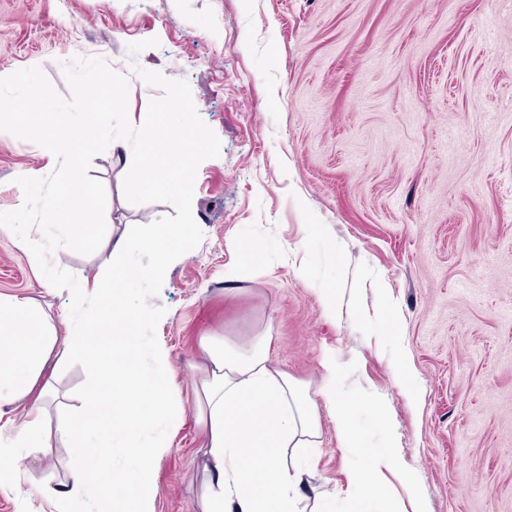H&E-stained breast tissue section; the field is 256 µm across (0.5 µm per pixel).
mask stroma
Here are the masks:
<instances>
[{
	"mask_svg": "<svg viewBox=\"0 0 512 512\" xmlns=\"http://www.w3.org/2000/svg\"><path fill=\"white\" fill-rule=\"evenodd\" d=\"M152 37L139 64L188 80L222 143L195 180L203 240L152 300L167 309L157 335L182 406L154 464L153 512H198L200 336L265 330L320 414L303 493L332 492L344 512L364 467L320 392L329 353L344 397L384 403L424 512H512V0H0V75L38 65L66 97L62 61L100 56L125 73L127 44ZM54 166L0 132V211L23 202L16 177ZM126 172L108 151L92 162L106 244L53 257L78 280L111 265L123 230L174 212L129 203ZM1 295L32 299L67 336V291L5 227ZM103 373L76 352L51 380L57 481L70 464L56 426ZM0 512L56 508L17 474L0 479Z\"/></svg>",
	"mask_w": 512,
	"mask_h": 512,
	"instance_id": "1",
	"label": "stroma"
}]
</instances>
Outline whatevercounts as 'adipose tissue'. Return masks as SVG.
<instances>
[{
  "mask_svg": "<svg viewBox=\"0 0 512 512\" xmlns=\"http://www.w3.org/2000/svg\"><path fill=\"white\" fill-rule=\"evenodd\" d=\"M142 316L126 305L76 324L60 341L34 301L0 296V409L26 406L11 447L0 448V477L19 470L20 449L44 445V402L52 387L41 377L50 361L108 347L112 363L90 388L87 408L58 427L69 442L71 469L69 488L56 496L61 512H73L77 497L89 495L96 496L98 512H151L153 464L162 450L149 436L173 429L180 409L164 372L148 377L139 370L134 328ZM271 342L266 332L241 345L217 336L199 341L195 421L205 456L199 512H305L295 460L317 447L321 421L307 387L272 363ZM324 367L322 393L341 445L367 457L344 512H388L385 475L404 471L394 425L380 402L368 400L386 449L367 453L350 422L353 406L337 388L335 358L326 357ZM127 455L135 462L131 479L113 466L114 458Z\"/></svg>",
  "mask_w": 512,
  "mask_h": 512,
  "instance_id": "adipose-tissue-1",
  "label": "adipose tissue"
}]
</instances>
